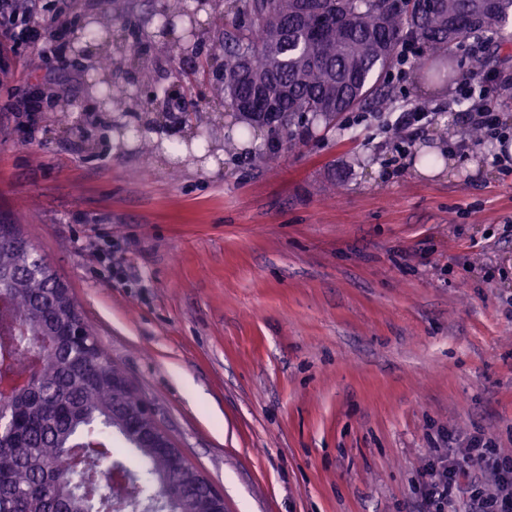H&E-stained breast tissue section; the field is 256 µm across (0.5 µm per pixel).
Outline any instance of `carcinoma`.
Masks as SVG:
<instances>
[{"mask_svg":"<svg viewBox=\"0 0 512 512\" xmlns=\"http://www.w3.org/2000/svg\"><path fill=\"white\" fill-rule=\"evenodd\" d=\"M403 2L396 8L391 0H229L224 13L231 25L223 39L191 55L186 88L211 69L213 60L224 58L216 95L231 112L259 93L275 100L288 138L281 139L250 112L235 117L243 132L256 138L264 127L268 141L282 140L291 148L306 142L315 127L336 128L345 112H385L395 93L384 74L406 42L435 58L422 74L430 83L455 80V49L469 39L481 46L470 55L469 71L488 73L500 60L499 48L489 45L512 24V0H495L490 7L486 0ZM131 9L129 0H107L89 37L109 33L112 24L131 31L123 61L148 83L151 73L142 60L153 32L134 28ZM114 62L110 48L94 58L102 72L111 71ZM31 261L29 248L0 235V295L7 299L0 306V354L14 358L0 368V380L26 372V361L16 354L31 341L41 337L57 343L53 351L39 347L44 359L37 391L7 404L11 425L0 429V512H112V495L99 489L98 464L88 465L93 483L88 490L61 461L71 448H105L114 456L117 438L138 458L129 472L139 484L174 499L172 512H201L205 486H184L173 449L139 448L124 431L121 409L138 404L137 392L112 386V374L120 367L92 329L87 332L93 352L77 355L69 349L61 333L77 308L65 300L60 289L66 284L50 265L33 272Z\"/></svg>","mask_w":512,"mask_h":512,"instance_id":"obj_1","label":"carcinoma"}]
</instances>
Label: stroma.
Here are the masks:
<instances>
[{"label":"stroma","mask_w":512,"mask_h":512,"mask_svg":"<svg viewBox=\"0 0 512 512\" xmlns=\"http://www.w3.org/2000/svg\"><path fill=\"white\" fill-rule=\"evenodd\" d=\"M393 87L399 111L456 90L427 97L413 63ZM93 96L71 54L0 56V218L226 512H414L433 456L512 452V139L454 154L429 125L398 154L358 110L266 162L231 159L219 124L214 167L175 166L119 144Z\"/></svg>","instance_id":"35a3bbf8"}]
</instances>
